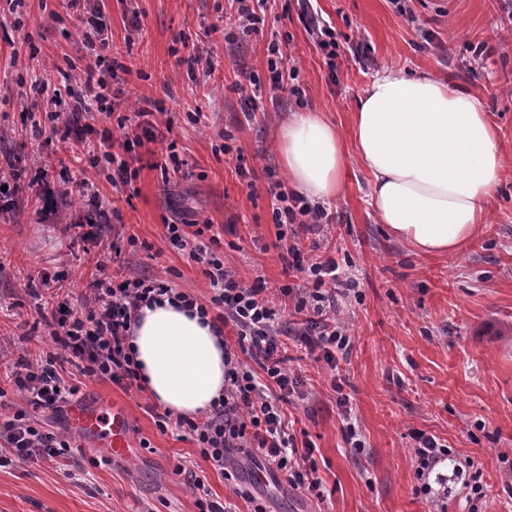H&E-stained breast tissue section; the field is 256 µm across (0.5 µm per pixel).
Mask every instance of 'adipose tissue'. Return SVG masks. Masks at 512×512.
Masks as SVG:
<instances>
[{
	"instance_id": "obj_1",
	"label": "adipose tissue",
	"mask_w": 512,
	"mask_h": 512,
	"mask_svg": "<svg viewBox=\"0 0 512 512\" xmlns=\"http://www.w3.org/2000/svg\"><path fill=\"white\" fill-rule=\"evenodd\" d=\"M352 131L349 149L325 113L290 114L277 153L295 192L336 199L358 162L379 222L421 254L456 253L486 223L505 157L473 93L386 67L360 99ZM130 343L144 390L174 415L199 418L223 394L224 342L199 316L162 300L142 309Z\"/></svg>"
}]
</instances>
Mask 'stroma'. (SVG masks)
<instances>
[{
    "label": "stroma",
    "instance_id": "35a3bbf8",
    "mask_svg": "<svg viewBox=\"0 0 512 512\" xmlns=\"http://www.w3.org/2000/svg\"><path fill=\"white\" fill-rule=\"evenodd\" d=\"M112 29V49L130 54L133 74L105 78L102 94L116 114L136 108L163 109L174 120L173 138L185 151L189 173L163 176L157 164L163 146L136 147L132 187L112 186L104 173L89 177L113 200L120 219H109L104 239L136 235L139 247L123 246L131 269L143 274L175 269L173 287L204 293L199 266L169 244L165 222L208 220L224 227V265L240 279L283 284L282 263L272 244L277 228L268 195V171L287 180L275 151V136L289 113L303 108L329 113L352 143L351 117L377 72L447 78L475 94L499 129L506 171L487 204V222L450 256H424L390 237L368 204L369 176L351 164L341 198L326 202L335 224L336 258L349 264L359 297L344 310L355 336L337 377L312 373L306 400L296 401L287 420L297 439L316 445L317 473L326 499L269 480L257 491L271 512H467L463 480L419 494L413 462L414 432L436 436L452 451L440 473L474 462L483 473L484 512H512V19L501 0H405L420 21L408 24L392 0H318L335 29V68L284 0H268L258 33L241 43L225 42L227 0H97ZM69 0H28L22 27H15L9 0H0V159L20 156V191L0 197V362L29 349V324L47 289L42 276L64 275L72 298L81 295L89 269L61 249L62 224L83 217L86 197L72 194L55 212L36 209L30 186L45 169L52 188L66 171L44 143L45 105L33 102L31 76L46 71L53 82L81 94L90 61ZM217 34L204 37V30ZM288 43L300 67L302 101L265 96L264 108L245 119L246 104L233 84L241 72L266 75L271 36ZM31 38L40 62L11 65L15 44ZM485 45L482 61L473 49ZM212 58L216 71L204 76L189 67L191 55ZM146 79H139V72ZM207 90V127L189 123L190 95ZM233 130L252 173L239 177L219 147ZM268 252H261V245ZM340 380L334 392L332 380ZM347 395L363 451L347 444L337 394ZM86 400L124 405L134 441H150L135 460L96 463L88 445L52 462L0 469V512H196L195 497L179 486L176 464L202 472L213 498L234 501L232 487L204 461L191 441L160 434L143 393L124 392L109 382L86 381Z\"/></svg>",
    "mask_w": 512,
    "mask_h": 512
}]
</instances>
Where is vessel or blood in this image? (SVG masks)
Instances as JSON below:
<instances>
[{
    "mask_svg": "<svg viewBox=\"0 0 512 512\" xmlns=\"http://www.w3.org/2000/svg\"><path fill=\"white\" fill-rule=\"evenodd\" d=\"M72 427L89 438L95 452L104 459L125 458L131 452V418L121 408L76 405L69 411Z\"/></svg>",
    "mask_w": 512,
    "mask_h": 512,
    "instance_id": "1",
    "label": "vessel or blood"
}]
</instances>
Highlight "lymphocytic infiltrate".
Masks as SVG:
<instances>
[{
	"label": "lymphocytic infiltrate",
	"mask_w": 512,
	"mask_h": 512,
	"mask_svg": "<svg viewBox=\"0 0 512 512\" xmlns=\"http://www.w3.org/2000/svg\"><path fill=\"white\" fill-rule=\"evenodd\" d=\"M223 36L238 39L258 32L260 15L267 0H230ZM299 19L316 42L328 68L336 66V36L331 25L315 12L311 0H297ZM84 38L97 55L87 65L82 80L88 93L103 87V72H116V64L105 56L109 49L107 24L94 6L79 18ZM268 80L257 73L244 74L235 81L236 91L250 111L260 108L262 88L289 92L302 97L299 70L277 42L267 46ZM112 130L99 131L96 140L85 142L81 153L71 161L79 176L74 185L89 192L94 212H101L103 201L91 193L88 170L107 172L112 184L131 185L136 173L125 159L135 145L124 138L123 154L109 151ZM272 214L279 231L277 246L290 256L291 270L303 273L302 284L266 287L235 278L224 268L219 249L224 227L220 224L182 222L167 227L170 244L200 264L208 302L172 288L163 275L124 276L112 269L121 255L120 248L92 258V272L84 292V303L72 308L59 293L50 294L39 315L49 329L50 342L41 353L22 355L12 363L8 379L23 395L26 404L12 407L0 402V467H19L55 460L73 448L66 434L47 429L37 411H58L78 402L83 380L108 381L128 392L139 390L138 366L126 341L142 307L168 296L198 314L211 316L216 329H231L236 343L224 348V393L203 418L192 420L171 413L157 414L160 433L177 430L189 435L201 457L225 480L234 482L228 470L229 454L238 452L249 459H263L286 483L320 492L322 481L313 461V443L297 442L288 433L284 405L300 389V378L289 363L293 352H301L314 362H325L337 370L340 359L348 358L353 347L351 330L343 317L341 301L357 286L334 257L332 216L324 207L310 204L288 192L280 180L269 186ZM299 225V232L286 233V226ZM316 234V242L301 248L299 233Z\"/></svg>",
	"instance_id": "lymphocytic-infiltrate-1"
}]
</instances>
